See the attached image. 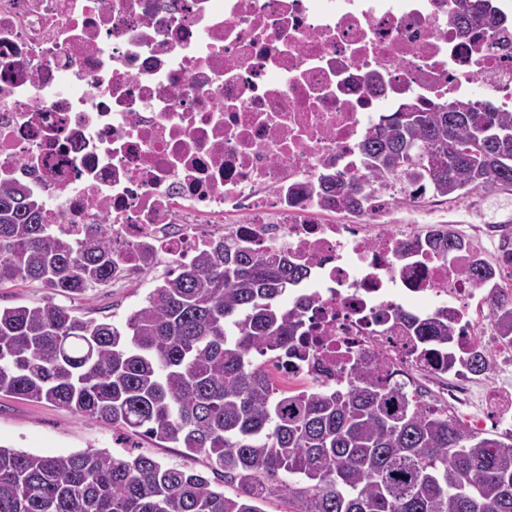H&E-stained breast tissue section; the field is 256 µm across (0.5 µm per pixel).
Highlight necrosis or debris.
<instances>
[{"instance_id":"1","label":"necrosis or debris","mask_w":512,"mask_h":512,"mask_svg":"<svg viewBox=\"0 0 512 512\" xmlns=\"http://www.w3.org/2000/svg\"><path fill=\"white\" fill-rule=\"evenodd\" d=\"M491 5L501 29L472 41L449 0H0V185L24 184L59 236L111 225L119 280L222 240L305 265L291 297L313 340L277 387L371 369L423 409L473 401L510 426L490 376L512 346L489 313L512 307V256L476 287L483 225L444 257L403 183L376 185L363 223L320 190L362 173L361 142L403 105L485 91L512 112V0ZM434 313L449 346L407 334L404 316Z\"/></svg>"}]
</instances>
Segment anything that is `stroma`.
Segmentation results:
<instances>
[{
  "label": "stroma",
  "instance_id": "stroma-1",
  "mask_svg": "<svg viewBox=\"0 0 512 512\" xmlns=\"http://www.w3.org/2000/svg\"><path fill=\"white\" fill-rule=\"evenodd\" d=\"M458 225L511 224L512 189L491 188L450 203ZM154 287L151 275L132 274L125 281L69 299L77 315L123 326L130 313L144 305ZM0 445L39 455L105 450L121 456L144 453L164 463L206 472L204 457L184 456L181 449L161 448L138 435L112 430L99 422L78 418L48 403L0 397Z\"/></svg>",
  "mask_w": 512,
  "mask_h": 512
}]
</instances>
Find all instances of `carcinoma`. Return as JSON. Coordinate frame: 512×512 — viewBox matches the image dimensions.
<instances>
[{
    "label": "carcinoma",
    "instance_id": "1",
    "mask_svg": "<svg viewBox=\"0 0 512 512\" xmlns=\"http://www.w3.org/2000/svg\"><path fill=\"white\" fill-rule=\"evenodd\" d=\"M474 37L499 20L487 0L451 14ZM365 176L324 178L336 207L359 214L368 189L417 175L454 201L512 187V112L490 104L407 105L360 146ZM443 256L452 230L430 239ZM112 225L70 240L44 223L25 185L0 186V284L37 281L81 295L112 282ZM307 268L220 241L158 277L124 327L53 303L0 307V396L46 401L114 430L202 455L206 475L130 451L36 455L0 445V512H512V434L429 413L402 388L355 372L340 389L288 390L269 367L309 344L283 296ZM512 343V309L492 310ZM415 335L448 341L431 317Z\"/></svg>",
    "mask_w": 512,
    "mask_h": 512
}]
</instances>
